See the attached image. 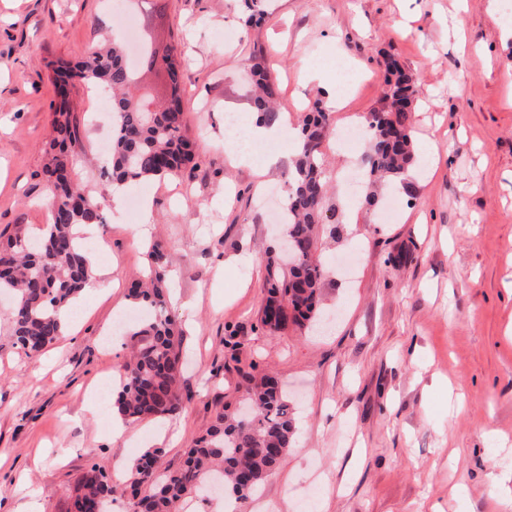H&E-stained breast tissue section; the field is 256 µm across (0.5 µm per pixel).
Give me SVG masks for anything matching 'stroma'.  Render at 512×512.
Here are the masks:
<instances>
[{
	"mask_svg": "<svg viewBox=\"0 0 512 512\" xmlns=\"http://www.w3.org/2000/svg\"><path fill=\"white\" fill-rule=\"evenodd\" d=\"M267 11L244 30L239 0L139 10L160 45L178 47L195 143L178 176L141 186L150 215L104 198L94 159L112 132L91 124L101 100L72 88L87 150L73 178L102 198L106 221L89 233L108 241L113 288L82 298L70 331L37 356L15 347L0 297V512L32 497L41 512H68L93 463L127 468L149 448L180 469L216 407H236L246 376L264 373L292 399L296 433L243 512H512V481L500 480L512 472V12L502 0H267ZM118 31L108 0H0V233L34 235L48 221L53 62ZM388 56L418 81L415 195L395 190L390 223L355 203L324 237L327 332L264 333L257 245L274 226L257 196L288 159L261 174L229 163L224 115L250 114L257 57L280 87L287 132L315 100L340 97L344 127L384 106ZM150 243L177 259L167 309L189 370L164 429L145 420L140 436L116 440L112 404L95 390L131 342L105 332L128 312Z\"/></svg>",
	"mask_w": 512,
	"mask_h": 512,
	"instance_id": "1",
	"label": "stroma"
}]
</instances>
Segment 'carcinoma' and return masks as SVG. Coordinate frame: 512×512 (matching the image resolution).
Masks as SVG:
<instances>
[{
  "label": "carcinoma",
  "instance_id": "carcinoma-1",
  "mask_svg": "<svg viewBox=\"0 0 512 512\" xmlns=\"http://www.w3.org/2000/svg\"><path fill=\"white\" fill-rule=\"evenodd\" d=\"M265 2L243 0L245 25L264 19ZM137 58L141 64L129 62L125 45L114 41L75 63L60 60L53 67L61 103L55 111V136L48 144V162L42 171L50 190L45 201L49 220L36 237L19 228L0 241V293L12 295L11 336L29 355L43 352L64 335L66 325L59 310L79 298L90 273L81 228L104 222L100 202L72 179L73 162L84 154V135L71 119L66 83L112 91V148L105 164L112 183L135 186L175 177L192 159L176 46L160 52L148 43L139 47ZM159 62L164 63L167 94L157 101L140 93V85L142 73ZM386 69V97L391 104L366 116L369 137L363 144L368 163L364 177L371 187L398 181L412 198L414 186L407 177L416 159L409 112L418 87L396 59L389 58ZM250 71L256 85L253 104L258 120L269 125L278 117L279 88L260 62L252 61ZM333 122L332 113L318 102L297 128L280 222L282 237L293 246L294 257L284 256L274 246L262 255L266 299L259 326L269 333L290 327L302 330L320 314L322 290L330 275L322 256L320 229L327 211L336 224L344 218L331 204V177L325 165L324 148ZM147 256L144 279L129 292L132 309L146 316L127 325L126 335L135 349L119 366L120 392L113 403L132 422L163 418L182 408L178 392L184 377L181 332L164 298L171 258L157 245L149 248ZM244 402L253 408L252 418L246 420L223 407L216 409L210 426L188 449L178 471L162 469L161 448L144 451L122 485L112 482L106 466H92L77 485L73 512H109L118 498L127 501L130 512H178L183 501L207 491L208 479L216 470L222 472L236 504L245 503L284 462L293 444L294 417L288 396L269 375L258 381L247 379Z\"/></svg>",
  "mask_w": 512,
  "mask_h": 512
}]
</instances>
